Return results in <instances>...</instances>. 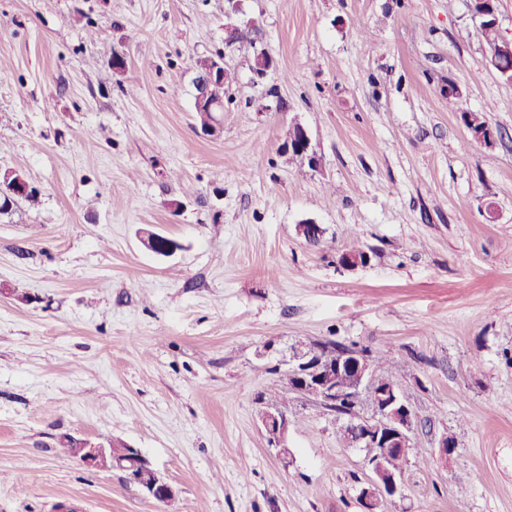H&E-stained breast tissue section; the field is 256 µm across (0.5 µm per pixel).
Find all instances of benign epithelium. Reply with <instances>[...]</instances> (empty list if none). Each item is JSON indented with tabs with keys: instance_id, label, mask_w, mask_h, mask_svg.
Segmentation results:
<instances>
[{
	"instance_id": "obj_1",
	"label": "benign epithelium",
	"mask_w": 512,
	"mask_h": 512,
	"mask_svg": "<svg viewBox=\"0 0 512 512\" xmlns=\"http://www.w3.org/2000/svg\"><path fill=\"white\" fill-rule=\"evenodd\" d=\"M242 2L243 0H224V43L228 48L237 42L241 26L249 27L253 24V21L243 19ZM274 67V59L265 50L256 52L252 66L256 78L266 77ZM197 74V109L224 111V98L220 93V87L224 83V65L215 64L197 71ZM283 149L288 153L302 155L313 169L320 164V158L312 147L306 130L298 125L295 126L292 137L283 144ZM31 190L30 182L22 173L10 168L0 169V198L11 201L25 196ZM284 380L288 390L313 395L331 411L345 410L356 404L363 393H369L376 403L375 417L359 419L353 416L342 426L344 440L368 451L373 477L360 491L364 512H381L386 503L402 495L403 472L391 470L388 463L393 456L400 455L411 447V409L396 385L378 387L372 377L371 361L367 354L355 349L332 358L320 355L317 345L296 347L289 358ZM259 419L263 430L271 439V444L278 448L283 460H288V416L266 410ZM80 445L78 460L85 466L119 469L129 483L157 502H168L175 497L174 487L153 468L139 449L133 448L126 458L117 460L112 457L110 450L101 445L88 440L80 441Z\"/></svg>"
}]
</instances>
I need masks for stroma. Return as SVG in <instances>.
Segmentation results:
<instances>
[{
  "mask_svg": "<svg viewBox=\"0 0 512 512\" xmlns=\"http://www.w3.org/2000/svg\"><path fill=\"white\" fill-rule=\"evenodd\" d=\"M243 10L261 32L228 51L224 0H0V168L39 194L0 216V512H363L344 415L289 394L285 461L257 417L292 347L329 340L390 359L415 414L384 512H512V82L473 0ZM218 55L207 133L195 63ZM296 124L317 170L282 150ZM72 437L139 448L174 500Z\"/></svg>",
  "mask_w": 512,
  "mask_h": 512,
  "instance_id": "stroma-1",
  "label": "stroma"
}]
</instances>
